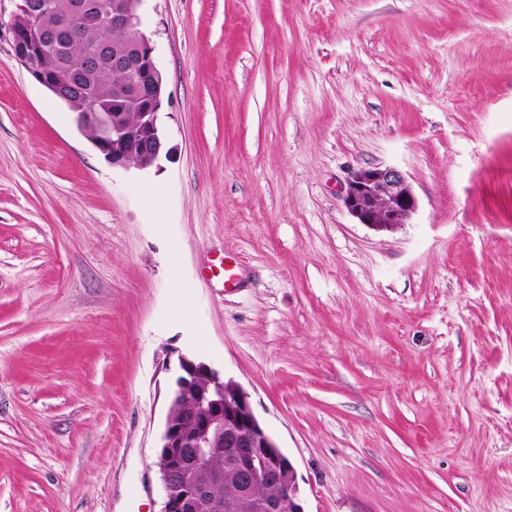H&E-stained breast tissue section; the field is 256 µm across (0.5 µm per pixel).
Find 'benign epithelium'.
I'll list each match as a JSON object with an SVG mask.
<instances>
[{
  "label": "benign epithelium",
  "mask_w": 512,
  "mask_h": 512,
  "mask_svg": "<svg viewBox=\"0 0 512 512\" xmlns=\"http://www.w3.org/2000/svg\"><path fill=\"white\" fill-rule=\"evenodd\" d=\"M13 2L8 21L0 25L8 31L13 56L30 78L75 112L79 128L94 130L91 142L106 161L146 171L169 155L158 123L165 83L144 27L145 0H74L66 9L59 0ZM85 20L121 29L128 39L114 50L92 45L74 62L65 49ZM48 57L55 61L52 69L42 65ZM104 68L125 75L110 111L100 110L85 86ZM343 203L359 223L377 230L408 223L417 209L405 176L382 166L354 171ZM209 448L226 450L234 462L237 495L222 503L211 488L224 474L215 470L207 482L197 477ZM158 460L160 512H195L203 504L215 512H305L295 466L256 417L248 393L224 379L220 369L188 355L177 357ZM263 485L276 488V494L256 499L253 491Z\"/></svg>",
  "instance_id": "7a95c632"
}]
</instances>
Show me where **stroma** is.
<instances>
[{
    "instance_id": "obj_1",
    "label": "stroma",
    "mask_w": 512,
    "mask_h": 512,
    "mask_svg": "<svg viewBox=\"0 0 512 512\" xmlns=\"http://www.w3.org/2000/svg\"><path fill=\"white\" fill-rule=\"evenodd\" d=\"M144 17L171 150L146 172L0 28V512H160L181 354L248 393L305 512H512V0ZM370 166L409 224L348 213ZM343 203L360 224L377 230L408 224L417 209V199L405 176L382 166L354 171L344 187Z\"/></svg>"
}]
</instances>
